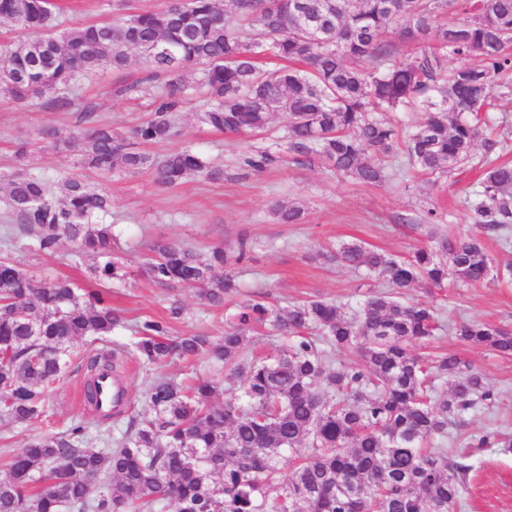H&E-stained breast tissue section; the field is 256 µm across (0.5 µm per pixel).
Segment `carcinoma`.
<instances>
[{
    "instance_id": "1",
    "label": "carcinoma",
    "mask_w": 512,
    "mask_h": 512,
    "mask_svg": "<svg viewBox=\"0 0 512 512\" xmlns=\"http://www.w3.org/2000/svg\"><path fill=\"white\" fill-rule=\"evenodd\" d=\"M57 0H0V19L27 37L0 45V95L15 102L48 99L63 109L62 91L80 75L123 70L140 52L152 83L165 82L132 138L162 145L179 136L173 113L198 91L197 120L233 135L266 131L271 115L290 118L288 158L320 163L364 185L395 176L389 162L404 154L411 168L443 177L475 162L481 180L466 199L473 233L443 237L401 257L351 241L325 258L381 279L354 314L333 301L284 308L260 301L237 306L224 336L174 335L183 311L134 325L133 350L147 364L202 356L239 377L221 390L198 378L184 385L166 376L146 389L150 412L134 419L106 448L89 447L86 427L36 435L7 464L0 512H454L471 466L448 459L437 441L464 427L477 410L493 411L499 393L454 354L421 356L423 345L449 330L463 342L512 355V329L462 320L447 327L438 309L407 302L418 285L468 286L512 277L494 265L483 239L512 247V162L501 159L492 112L512 101V0H187L126 18L59 28ZM457 17L449 28L436 19ZM414 51L402 56L398 44ZM453 58L458 64L446 70ZM199 70L195 86L183 72ZM422 113L406 134L388 112ZM39 141L78 153L88 169L147 172L164 188L190 178L224 181V166L189 147L163 154L136 149L105 125ZM482 149L476 156V149ZM281 161L268 148L243 160L255 174ZM3 236L33 235L45 253L68 238L75 256L91 260L95 280H119L112 260L117 238L106 222L112 199L85 179H63L56 199L46 179L22 166L7 179ZM280 224H302L304 209L273 206ZM144 271L165 288L199 290L221 307L236 288L230 257L173 242L153 246ZM270 325L289 342L272 356L239 358L257 328ZM125 320L103 293L69 279H39L0 257V422L42 421L53 386L67 373L74 343H105ZM349 351L361 363L332 365L326 349ZM89 371L115 372L111 353ZM448 388L437 391L434 382ZM512 447L495 431L468 437L471 448ZM296 455L282 478L283 453Z\"/></svg>"
}]
</instances>
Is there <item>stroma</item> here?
I'll use <instances>...</instances> for the list:
<instances>
[{
  "label": "stroma",
  "instance_id": "stroma-1",
  "mask_svg": "<svg viewBox=\"0 0 512 512\" xmlns=\"http://www.w3.org/2000/svg\"><path fill=\"white\" fill-rule=\"evenodd\" d=\"M166 2L62 0L64 11L58 21L68 28L157 10ZM144 76L141 60L134 53L122 71L108 70L81 78L70 91L74 104L69 109L53 108L42 99L19 104L0 98V172L15 165L17 146L34 142L39 129L51 126L67 133L77 131L78 114L87 107L92 109L95 123L111 125L114 131L130 135L147 116L149 100L119 96L115 90ZM177 122L182 132L179 146L192 147L223 164V182L197 178L166 189L156 185L148 173L117 170L100 174L83 169L73 152L38 145L30 159L34 171L43 174L50 184L79 175L110 194L117 255L130 274L127 279L108 283V301L127 320L163 315L175 303L184 310L183 319L175 325L177 332L201 333L218 340L224 334L226 315L249 300L285 307L298 301L325 299L354 309L376 285V278L362 270L317 261V252L357 241L399 256L411 254L415 247L428 242L424 228L416 223L428 207L441 214L439 234L465 237L472 232L464 191L477 180V171L463 170L437 182L408 172L383 185L363 186L321 167L300 166L287 160L261 175L249 176L239 165L240 157L250 147L264 146V139L213 131L198 123L191 103L179 113ZM283 200L303 205L308 212L306 222L275 223L271 207ZM30 242L27 235H17L11 246L0 243V253L9 252L23 269L36 276L68 277L83 287H93L86 263L75 256L73 242L62 241L51 254L30 249ZM158 242H178L200 253L220 246L231 257L236 256L239 245H246L247 256L236 267L237 290L225 297L223 306L213 307L201 301L195 289L163 288L139 276V268ZM410 296L438 307L449 324L469 319L512 328V282L450 287L443 292L416 288ZM131 338V332L125 330L113 336L107 346L128 390L120 415L100 421L83 398L87 371L75 370L54 386L43 422L32 426L0 423V462L20 452L32 436L59 432L76 422L87 426L93 441L108 432L120 434L130 419L145 411L144 391L160 375L179 381L201 375L226 388L238 383L230 369L205 358L177 360L159 369L145 365L130 349ZM426 350L457 355L481 371L500 394L494 411L481 409L468 416L465 434L480 435L496 429L512 436V357L465 344L449 332L432 340ZM444 447L450 458L466 457L471 466L466 491L455 512H512V452L499 448L469 452L460 439L448 440Z\"/></svg>",
  "mask_w": 512,
  "mask_h": 512
}]
</instances>
